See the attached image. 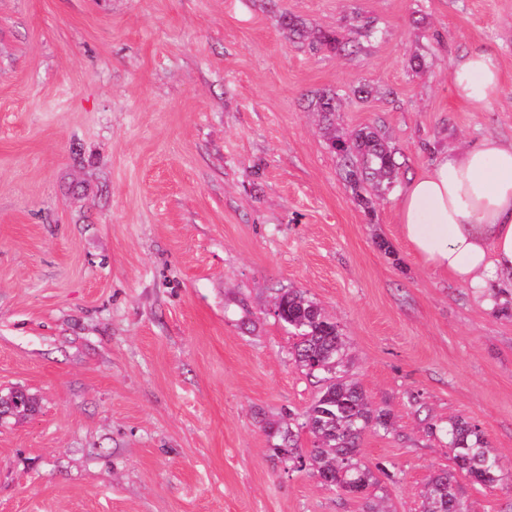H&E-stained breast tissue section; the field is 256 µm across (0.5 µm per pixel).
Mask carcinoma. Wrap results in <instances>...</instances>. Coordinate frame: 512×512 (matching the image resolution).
Wrapping results in <instances>:
<instances>
[{"label": "carcinoma", "instance_id": "carcinoma-1", "mask_svg": "<svg viewBox=\"0 0 512 512\" xmlns=\"http://www.w3.org/2000/svg\"><path fill=\"white\" fill-rule=\"evenodd\" d=\"M311 35L313 42L330 52L353 53L358 49L355 44L341 42L332 32L316 29ZM312 106L324 123V133L339 156L341 170L358 204L371 210L372 200L364 192L369 187L380 193L393 189L399 169L396 152L374 126L348 135L336 129L334 121L340 106L336 91L320 93ZM275 315L296 338L291 351L295 363L322 382L318 396L303 414L302 427L313 436V446L300 447L296 435L288 430L282 433L276 454L288 470L309 466L332 487L364 497L377 481L358 458V440L368 429L390 432L391 413L373 407L358 384L331 376L342 362L344 344L336 324L316 303L297 290H289L278 297ZM448 438L455 469L429 477L421 512H467L455 488L458 473L481 487L501 481L500 461L477 425L459 418L448 430Z\"/></svg>", "mask_w": 512, "mask_h": 512}]
</instances>
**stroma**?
<instances>
[{"instance_id": "35a3bbf8", "label": "stroma", "mask_w": 512, "mask_h": 512, "mask_svg": "<svg viewBox=\"0 0 512 512\" xmlns=\"http://www.w3.org/2000/svg\"><path fill=\"white\" fill-rule=\"evenodd\" d=\"M285 16L381 31L337 55ZM474 49L502 72L484 112L452 88ZM330 89L341 128L400 154L369 213L310 107ZM486 135L512 138V0H0V393L37 401L0 420V512H363L274 454L321 389L274 315L290 289L393 415L360 445L389 512L453 469L460 417L503 481L459 496L512 512V293L489 307L427 268L396 214Z\"/></svg>"}]
</instances>
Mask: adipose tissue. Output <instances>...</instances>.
Here are the masks:
<instances>
[{
    "label": "adipose tissue",
    "instance_id": "ef3b65f1",
    "mask_svg": "<svg viewBox=\"0 0 512 512\" xmlns=\"http://www.w3.org/2000/svg\"><path fill=\"white\" fill-rule=\"evenodd\" d=\"M452 81L459 101L485 111L501 89L499 63L486 52L464 54ZM397 216L428 268L480 296L512 289V139L488 135L439 153L400 193Z\"/></svg>",
    "mask_w": 512,
    "mask_h": 512
}]
</instances>
